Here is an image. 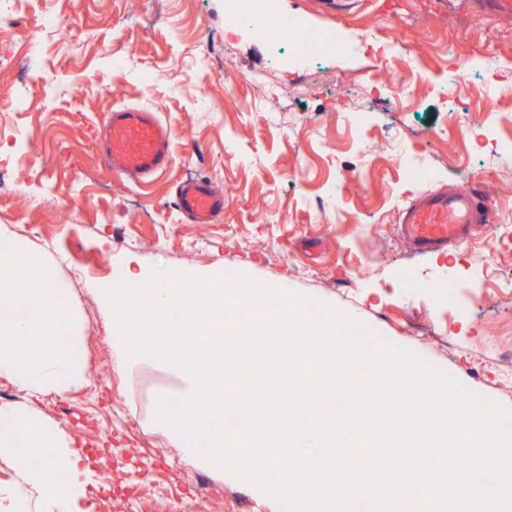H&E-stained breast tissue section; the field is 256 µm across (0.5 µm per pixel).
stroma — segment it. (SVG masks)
<instances>
[{"label":"stroma","mask_w":512,"mask_h":512,"mask_svg":"<svg viewBox=\"0 0 512 512\" xmlns=\"http://www.w3.org/2000/svg\"><path fill=\"white\" fill-rule=\"evenodd\" d=\"M382 2L273 0L352 46L314 63L230 30L224 0H14L0 33V230L56 260L84 319L85 382L38 407L100 475L85 512H286L194 466L157 430L153 402L177 386L168 371L115 370L110 323L87 286L130 258L327 302L377 346L410 350L512 408V16L473 0H397L391 12ZM47 14L56 28L28 61ZM391 34L402 50L387 68L373 38ZM118 107L151 110L172 132L169 165L151 181L103 159ZM190 177L223 192L216 223L176 210ZM464 186L492 200L485 231L430 252L400 237L417 196Z\"/></svg>","instance_id":"35a3bbf8"}]
</instances>
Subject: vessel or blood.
<instances>
[{
	"label": "vessel or blood",
	"mask_w": 512,
	"mask_h": 512,
	"mask_svg": "<svg viewBox=\"0 0 512 512\" xmlns=\"http://www.w3.org/2000/svg\"><path fill=\"white\" fill-rule=\"evenodd\" d=\"M106 164L113 171L148 181L163 171L171 151V131L155 113L139 108L113 110L106 125ZM175 204L197 224L215 223L224 214V194L204 179L178 186ZM488 195L469 187L431 193L409 204L401 233L417 248L442 250L468 235L471 224L492 221Z\"/></svg>",
	"instance_id": "obj_1"
}]
</instances>
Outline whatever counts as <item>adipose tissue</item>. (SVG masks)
Listing matches in <instances>:
<instances>
[{"label":"adipose tissue","mask_w":512,"mask_h":512,"mask_svg":"<svg viewBox=\"0 0 512 512\" xmlns=\"http://www.w3.org/2000/svg\"><path fill=\"white\" fill-rule=\"evenodd\" d=\"M32 453L40 454L39 466L30 465ZM0 459L12 464L20 477L12 492L14 512H29L34 502L41 512H82L83 488L95 474L79 469L69 439L47 417L1 404ZM62 471L70 473V480H58Z\"/></svg>","instance_id":"1"}]
</instances>
